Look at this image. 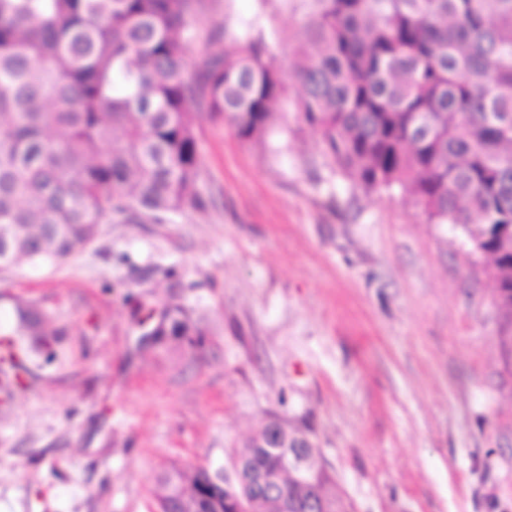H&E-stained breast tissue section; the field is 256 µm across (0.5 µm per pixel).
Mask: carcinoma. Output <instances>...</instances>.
Returning a JSON list of instances; mask_svg holds the SVG:
<instances>
[{
	"instance_id": "obj_1",
	"label": "carcinoma",
	"mask_w": 512,
	"mask_h": 512,
	"mask_svg": "<svg viewBox=\"0 0 512 512\" xmlns=\"http://www.w3.org/2000/svg\"><path fill=\"white\" fill-rule=\"evenodd\" d=\"M203 0H0V269L62 262L101 224L201 210V109L245 141L276 129L292 81L299 122L365 190L399 186L432 224L483 254L512 314V0H277L306 7L283 48L263 16L204 40L187 76ZM240 45L231 53L223 41ZM288 53V67L281 55ZM2 336H31L54 358L58 332L16 303ZM270 424L236 453L240 478L202 466L163 471L186 512H355L327 464L294 478ZM276 474L272 493L246 480Z\"/></svg>"
}]
</instances>
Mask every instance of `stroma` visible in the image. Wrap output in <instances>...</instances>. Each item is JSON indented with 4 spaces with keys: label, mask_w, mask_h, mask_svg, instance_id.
Masks as SVG:
<instances>
[{
    "label": "stroma",
    "mask_w": 512,
    "mask_h": 512,
    "mask_svg": "<svg viewBox=\"0 0 512 512\" xmlns=\"http://www.w3.org/2000/svg\"><path fill=\"white\" fill-rule=\"evenodd\" d=\"M258 0H206L199 30ZM269 145L201 116V211L104 224L0 271L63 329L0 405V512H155L165 465H228L306 422L356 512H512V352L483 260L399 188L341 175L295 117ZM187 335H157L168 307Z\"/></svg>",
    "instance_id": "1"
}]
</instances>
